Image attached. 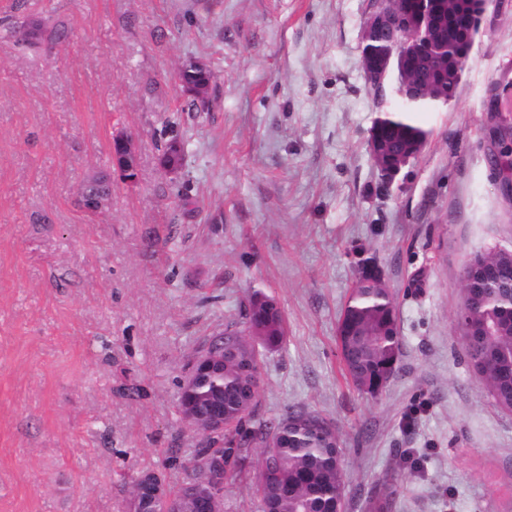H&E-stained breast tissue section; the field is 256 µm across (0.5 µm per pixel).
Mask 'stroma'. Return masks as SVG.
Returning <instances> with one entry per match:
<instances>
[{"instance_id":"obj_1","label":"stroma","mask_w":512,"mask_h":512,"mask_svg":"<svg viewBox=\"0 0 512 512\" xmlns=\"http://www.w3.org/2000/svg\"><path fill=\"white\" fill-rule=\"evenodd\" d=\"M368 0H0V512H128L127 476L179 490L202 437L182 421L196 350L255 290L288 324L259 413L295 406L342 442L346 512L399 477L392 512H512V413L455 323L464 263L512 250L487 163L512 103V0L481 24L454 102L384 183L361 62ZM211 71L210 111L178 70ZM132 134L135 183L109 163ZM184 146L180 169L162 150ZM102 179L109 205L79 204ZM364 247L396 294L402 356L379 395L342 374L336 326ZM206 65L202 62H191L183 66L180 72V82L183 90L187 95H190L198 100L206 98L209 85H204L198 82H186L181 77L183 74H191L194 71L206 72Z\"/></svg>"}]
</instances>
